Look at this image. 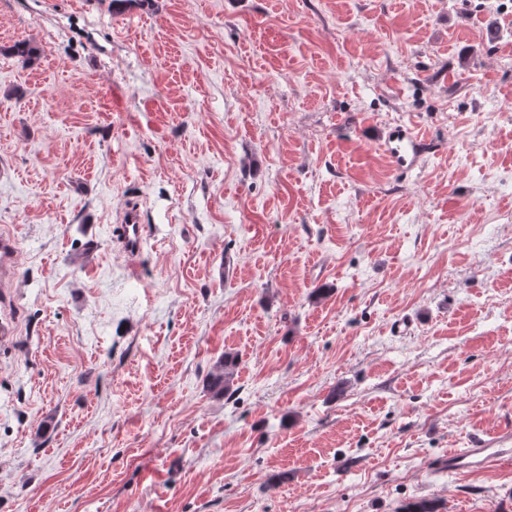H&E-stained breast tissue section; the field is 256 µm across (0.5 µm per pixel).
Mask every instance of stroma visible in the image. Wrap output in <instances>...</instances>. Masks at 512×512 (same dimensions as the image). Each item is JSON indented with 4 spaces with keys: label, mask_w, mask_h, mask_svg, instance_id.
I'll list each match as a JSON object with an SVG mask.
<instances>
[{
    "label": "stroma",
    "mask_w": 512,
    "mask_h": 512,
    "mask_svg": "<svg viewBox=\"0 0 512 512\" xmlns=\"http://www.w3.org/2000/svg\"><path fill=\"white\" fill-rule=\"evenodd\" d=\"M507 112L493 0H0V512H512ZM378 140L397 176L422 168L426 155L435 149L433 140L413 123L388 127ZM147 225L142 219V212L134 204L123 213L120 224L113 226L114 241L121 250L131 258L127 267L128 276L136 278L140 274L137 258L142 254L147 240ZM17 244L10 231L0 230V341H6L15 332L14 299L6 281L14 275ZM474 448H451L446 457L437 463V468L449 474H464L494 468L512 455V433L502 432L490 440L481 439Z\"/></svg>",
    "instance_id": "1"
}]
</instances>
